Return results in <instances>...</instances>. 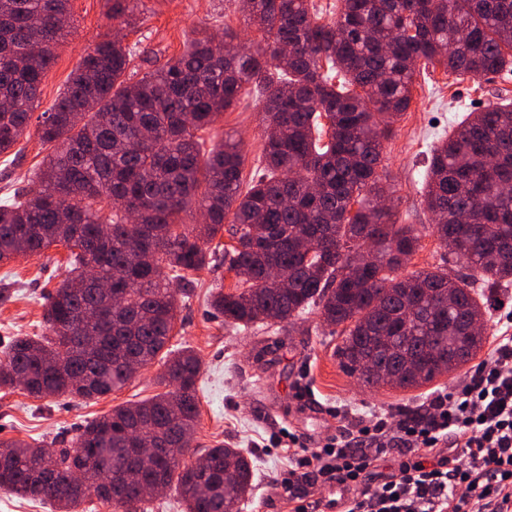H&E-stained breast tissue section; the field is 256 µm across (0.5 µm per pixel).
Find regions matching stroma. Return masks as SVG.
<instances>
[{
  "label": "stroma",
  "mask_w": 512,
  "mask_h": 512,
  "mask_svg": "<svg viewBox=\"0 0 512 512\" xmlns=\"http://www.w3.org/2000/svg\"><path fill=\"white\" fill-rule=\"evenodd\" d=\"M131 24L112 21V0H71L68 34L54 49V60L41 87L40 106L49 108L66 87L71 73L106 34L119 33L132 51L131 80L179 57L193 38L223 39L232 34L246 46L263 39L247 25L239 0H134ZM512 99V79L491 75L481 81L450 76L443 70L417 77L411 106L385 142L381 168L389 177L391 203L401 223L422 226L430 215L422 187L431 146L461 120ZM207 144L232 138L241 144L243 177L251 179L262 153V104L252 87H244L237 103L225 110L202 134ZM46 154L37 123L8 152L0 154V203L16 189L37 188V173ZM68 249L53 246L38 253L0 262V352L17 336H43L47 297L62 281ZM232 273L217 264L194 273L180 306L171 343L193 349L202 363L197 390L200 418L190 448L195 452L224 444L246 449L257 468L258 485L245 512H287L277 478L288 473V459L271 442L280 428H291L317 447L338 426L328 413L345 406L359 414L396 411L423 404L434 392L452 389L465 370L445 373L416 389L369 386L339 365L336 348L341 328L312 312L295 325L268 323L249 329L225 325L208 305L212 291L231 289ZM162 361L143 368L122 390L98 400L67 397L37 399L19 388L0 389V440H26L47 448H68L81 428L112 408L165 392L159 381ZM308 385L313 399L295 396L296 384Z\"/></svg>",
  "instance_id": "obj_1"
}]
</instances>
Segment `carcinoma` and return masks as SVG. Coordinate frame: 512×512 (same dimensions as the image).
<instances>
[{
  "instance_id": "1",
  "label": "carcinoma",
  "mask_w": 512,
  "mask_h": 512,
  "mask_svg": "<svg viewBox=\"0 0 512 512\" xmlns=\"http://www.w3.org/2000/svg\"><path fill=\"white\" fill-rule=\"evenodd\" d=\"M264 34L247 50L196 39L165 67L132 82V54L108 37L87 54L41 114L49 153L40 187L0 205V262L61 241L70 268L46 306L47 336H18L0 356V388L35 398L92 400L121 390L128 364L164 360L169 390L129 402L86 425L73 447L0 441V490L59 512H80L91 495L131 509L143 485L176 487L186 512H241L254 467L240 448L218 445L193 467L187 449H165L193 434L201 364L172 349L176 292L163 277L209 265V244L231 224L224 267L236 283L210 305L224 323L294 324L313 310L344 327L336 356L367 385L362 369L385 350L434 352L457 361L423 374L400 370L390 385L417 388L469 363L485 338L486 293L512 286V104L469 112L430 150L424 203L431 232L456 246L468 273L448 267L402 274L421 230L400 224L379 173L384 141L407 112L418 65L482 78L512 71V0H341L322 19L309 0H243ZM69 0H0V154L23 135L64 36ZM288 46L279 59L277 49ZM265 101L263 160L241 193L243 156L222 140L204 152L197 136L230 108L246 84ZM202 210L207 222H181ZM112 280L109 293L80 287L90 265ZM143 436L160 451L145 455Z\"/></svg>"
}]
</instances>
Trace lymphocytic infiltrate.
<instances>
[{
  "instance_id": "f902f5d3",
  "label": "lymphocytic infiltrate",
  "mask_w": 512,
  "mask_h": 512,
  "mask_svg": "<svg viewBox=\"0 0 512 512\" xmlns=\"http://www.w3.org/2000/svg\"><path fill=\"white\" fill-rule=\"evenodd\" d=\"M498 322L510 335L422 409L339 425L315 448L283 429L289 512H512V311ZM387 461L394 470L381 473Z\"/></svg>"
}]
</instances>
